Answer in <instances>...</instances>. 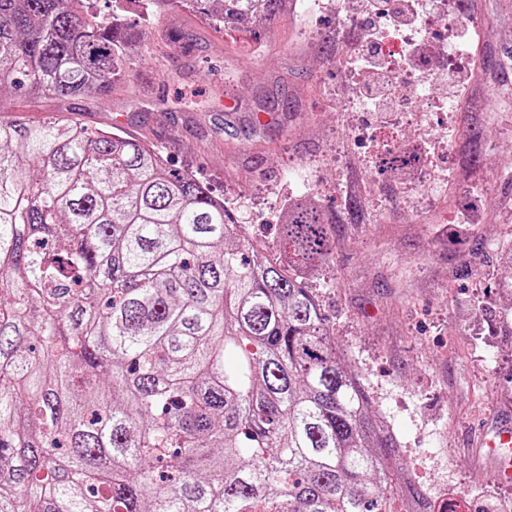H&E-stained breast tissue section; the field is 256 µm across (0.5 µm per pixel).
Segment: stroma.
<instances>
[{
	"label": "stroma",
	"mask_w": 512,
	"mask_h": 512,
	"mask_svg": "<svg viewBox=\"0 0 512 512\" xmlns=\"http://www.w3.org/2000/svg\"><path fill=\"white\" fill-rule=\"evenodd\" d=\"M87 23L119 10L139 41L126 75L105 95L61 103L5 96L9 115L39 123L55 112L88 129L143 141L169 169L221 196L247 226L246 247L279 250L289 200L313 197L340 217L329 262L310 286L372 404L398 437L399 466L418 465L425 491L461 484L474 505L512 500L478 452L484 424L512 422V313L500 282L512 278V112L420 113L387 136L407 146L420 126H445L448 154L424 187L399 188L379 173L355 125L378 113L343 112L328 7L280 15L246 31L215 32L173 7L147 16L142 0H80ZM489 8L466 12L473 60L512 46ZM179 30L187 43L171 47ZM478 147L480 167L468 161ZM362 210L344 222L347 199Z\"/></svg>",
	"instance_id": "stroma-1"
}]
</instances>
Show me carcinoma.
<instances>
[{
	"label": "carcinoma",
	"mask_w": 512,
	"mask_h": 512,
	"mask_svg": "<svg viewBox=\"0 0 512 512\" xmlns=\"http://www.w3.org/2000/svg\"><path fill=\"white\" fill-rule=\"evenodd\" d=\"M75 0H0V97L101 95L134 44ZM283 0H147L245 29ZM493 85L512 50L490 53ZM336 219L288 207L287 263L144 143L0 113V512H437L306 273ZM239 357L233 370L224 359Z\"/></svg>",
	"instance_id": "1"
}]
</instances>
